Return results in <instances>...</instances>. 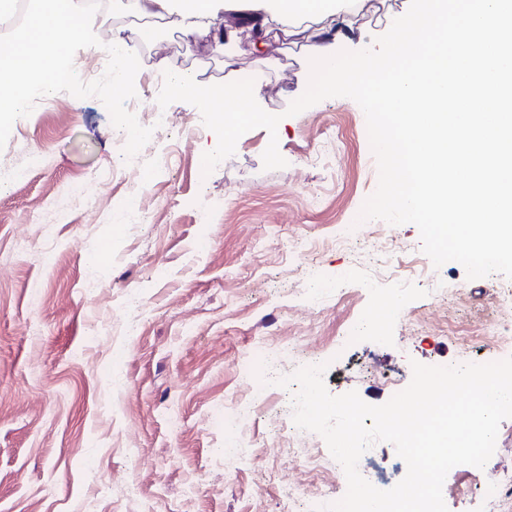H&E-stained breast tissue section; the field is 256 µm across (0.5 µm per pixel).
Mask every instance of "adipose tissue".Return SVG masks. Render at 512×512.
Returning <instances> with one entry per match:
<instances>
[{
  "mask_svg": "<svg viewBox=\"0 0 512 512\" xmlns=\"http://www.w3.org/2000/svg\"><path fill=\"white\" fill-rule=\"evenodd\" d=\"M391 16L384 44L355 20L370 0H251L252 29L269 33L277 22L285 35L305 34L314 53L315 80L308 95L322 99L342 86L356 91L364 112L388 117L398 171L387 185L389 209L404 223L431 216L468 240L475 224H492L496 244L512 243V0H409ZM121 10L140 19L114 28L105 51L109 81L126 89L138 63L137 42L163 22L190 34L219 28L215 0H122ZM97 17L80 0H37L26 31L0 59L8 91L0 112H23L33 95L52 92L67 43L85 36ZM343 41L362 50L344 56ZM224 79L202 93L195 75L170 73L174 94L196 100L208 112H240L245 122L279 129L276 114L259 102L261 86L276 62L259 55L250 73L237 66L226 44Z\"/></svg>",
  "mask_w": 512,
  "mask_h": 512,
  "instance_id": "obj_1",
  "label": "adipose tissue"
}]
</instances>
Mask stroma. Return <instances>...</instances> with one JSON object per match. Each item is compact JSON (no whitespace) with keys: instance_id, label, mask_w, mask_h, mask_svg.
I'll return each instance as SVG.
<instances>
[{"instance_id":"1","label":"stroma","mask_w":512,"mask_h":512,"mask_svg":"<svg viewBox=\"0 0 512 512\" xmlns=\"http://www.w3.org/2000/svg\"><path fill=\"white\" fill-rule=\"evenodd\" d=\"M126 22L113 13L69 45L81 71L63 100L0 119L1 169L43 158L26 182L0 190V512H138L145 502L155 512H283L284 479L336 498L344 487L324 441L294 429L286 388L253 404L241 363L260 342L286 350L279 377L313 356L328 364L329 394L384 404L408 386L412 362L502 351L481 326L502 316L512 261L483 273L466 262L422 269L433 250L426 220L402 223L383 206L365 239L338 237L387 185L375 139L386 120L359 111L347 89L309 98L304 43L267 39L281 71L261 97L283 123L275 140L264 124L239 128L230 115L217 127L157 83L174 66L223 80V57L203 31L155 29L127 88L113 89L102 46ZM160 103L168 129L139 136L141 113ZM75 182L85 187L78 198ZM131 196L144 201L145 222L116 220ZM209 205L211 222L197 223ZM322 279L336 286L311 304L302 293ZM133 290L142 302L131 312ZM391 296L401 306L382 325L384 341L346 339ZM228 427L249 445L221 460ZM359 468L386 489L407 472L386 441ZM507 474L512 419L484 468L449 471V512H481L470 492ZM102 482L109 498L97 494Z\"/></svg>"}]
</instances>
